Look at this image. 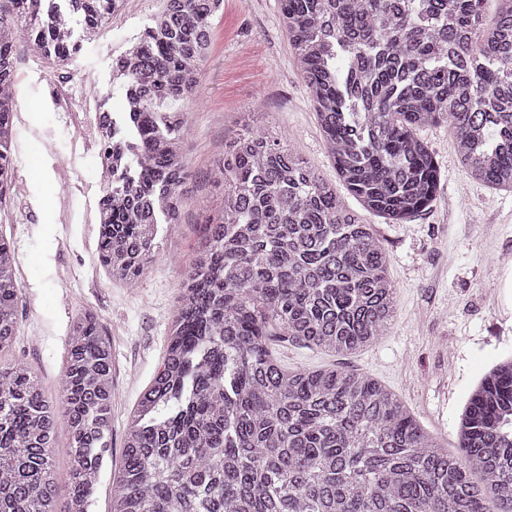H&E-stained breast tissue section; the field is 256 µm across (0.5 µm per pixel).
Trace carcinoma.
Returning a JSON list of instances; mask_svg holds the SVG:
<instances>
[{
  "instance_id": "cac0c4a2",
  "label": "carcinoma",
  "mask_w": 512,
  "mask_h": 512,
  "mask_svg": "<svg viewBox=\"0 0 512 512\" xmlns=\"http://www.w3.org/2000/svg\"><path fill=\"white\" fill-rule=\"evenodd\" d=\"M49 0H0V26L64 63L97 39L115 0H67L79 36L49 27ZM111 59L126 89L103 112L98 207L108 276L137 282L158 226L179 223L194 179L181 105L199 87L224 0H161ZM280 0L327 153L362 208L390 224L426 210L440 170L417 130L454 132L470 176L512 189V0ZM345 59L336 67L337 57ZM16 51L0 29V205L13 179ZM214 175L205 221L168 327L165 358L128 426L112 512H512V356L470 394L457 449L401 399L354 370L284 369L275 338L334 353L376 342L394 314L373 226L269 130L250 122ZM15 251L0 238V350L18 326ZM56 400L19 362H0V512H54L57 415L71 437L68 512H88L109 448L112 352L95 315L74 319Z\"/></svg>"
}]
</instances>
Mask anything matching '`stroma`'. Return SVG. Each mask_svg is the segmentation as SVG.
<instances>
[{
  "label": "stroma",
  "instance_id": "obj_1",
  "mask_svg": "<svg viewBox=\"0 0 512 512\" xmlns=\"http://www.w3.org/2000/svg\"><path fill=\"white\" fill-rule=\"evenodd\" d=\"M160 0H127L107 23L109 37L83 44L75 74L93 73L100 98L120 108L124 93L110 81V59L130 48ZM20 113L21 175L29 189L51 186L48 211L38 204L0 211V236L14 247L22 284L18 332L0 359L17 361L56 395L65 375L72 319L94 313L112 350L110 448L88 512H110L111 489L123 461L125 433L137 401L161 365L167 328L177 308L182 275L196 256L202 224L215 216L221 191L206 178L224 144L241 132L247 113L282 136L321 178L337 183L332 160L302 74L288 45L278 0H224L199 91L187 111L194 131L190 159L195 182L180 223L159 228V255L137 287L110 279L98 251V224H61L57 197L65 182L84 185L91 202L102 188L92 175L94 153L61 175L57 159L73 156V131L34 82ZM441 170L432 205L403 224L368 216L389 258L395 314L384 336L347 356L275 340L284 367L353 369L395 392L421 427L455 450L458 417L472 391L498 358L512 354V190L487 186L461 166L448 124L423 128ZM70 434L58 420L54 434L56 512H66L70 486Z\"/></svg>",
  "mask_w": 512,
  "mask_h": 512
}]
</instances>
